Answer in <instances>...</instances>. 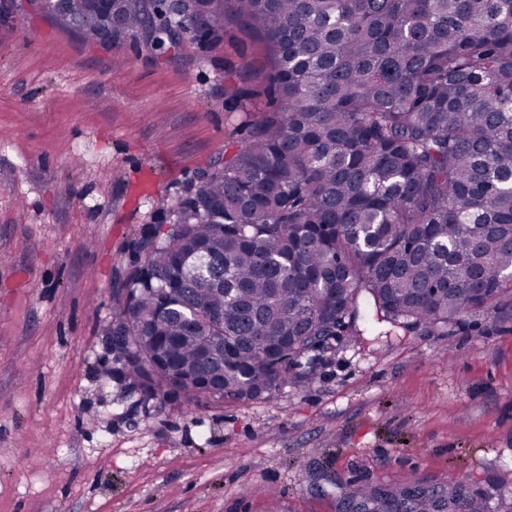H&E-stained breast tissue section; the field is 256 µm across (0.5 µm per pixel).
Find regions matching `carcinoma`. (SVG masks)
I'll return each instance as SVG.
<instances>
[{
	"instance_id": "1",
	"label": "carcinoma",
	"mask_w": 512,
	"mask_h": 512,
	"mask_svg": "<svg viewBox=\"0 0 512 512\" xmlns=\"http://www.w3.org/2000/svg\"><path fill=\"white\" fill-rule=\"evenodd\" d=\"M31 2L8 16L103 45L262 44L226 70L227 102L254 114L243 137L123 270L105 330L141 403L269 398L360 319L388 336L512 299V0ZM444 492L410 512L498 510L455 476ZM346 499L390 508L366 485Z\"/></svg>"
}]
</instances>
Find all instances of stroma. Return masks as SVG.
Listing matches in <instances>:
<instances>
[{
    "instance_id": "stroma-1",
    "label": "stroma",
    "mask_w": 512,
    "mask_h": 512,
    "mask_svg": "<svg viewBox=\"0 0 512 512\" xmlns=\"http://www.w3.org/2000/svg\"><path fill=\"white\" fill-rule=\"evenodd\" d=\"M0 19V512H338L348 484L512 507V303L341 336L269 400L138 404L103 327L143 225L224 159V62Z\"/></svg>"
}]
</instances>
